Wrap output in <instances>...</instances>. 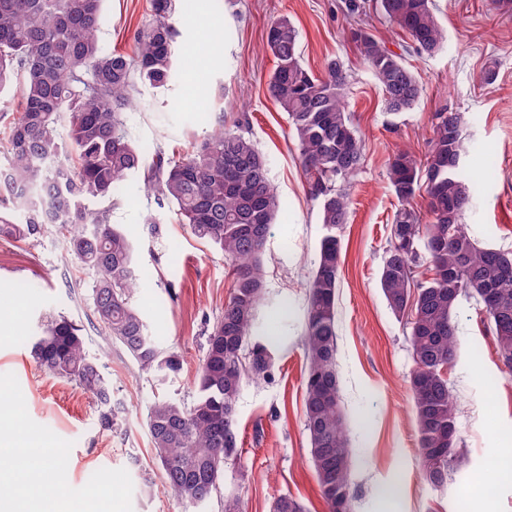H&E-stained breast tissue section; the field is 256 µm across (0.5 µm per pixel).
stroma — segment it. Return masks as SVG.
<instances>
[{"label":"stroma","instance_id":"1","mask_svg":"<svg viewBox=\"0 0 512 512\" xmlns=\"http://www.w3.org/2000/svg\"><path fill=\"white\" fill-rule=\"evenodd\" d=\"M448 46L435 56H410L425 92L413 111H385L379 85L348 29L360 24L396 48L395 26L367 4L351 15L345 0H175L176 70L168 87L138 84L124 114L130 139L146 153L184 152L217 124L247 121L249 134L271 160L280 212L265 247L266 303L261 331L275 337L268 379L247 382L238 407V458L224 468L217 492L201 510L168 493L146 428L155 397L185 402L197 395V371L207 336L232 293L223 254L180 224L172 208L129 180L112 221L133 239L142 271L134 302L160 348L184 359L164 380L138 364L96 324L89 291L71 288L76 274L62 238L44 233L20 243L0 238V394L14 410L4 417L11 438L39 435L62 450L65 468L53 469L56 512H222L225 493L239 494L246 512H272L282 494L307 512H326L304 426L306 360L301 336L307 282L325 230L307 193L287 116L268 92L274 57L265 52L268 23L288 18L299 32L302 61L322 73L340 58L351 74L346 102L364 145V163L348 188L349 222L340 232L337 291V370L351 446L359 460L350 475L355 512H385L380 490L399 491V512H512V371L501 364L487 319L474 299L457 308L461 348L447 371L458 406L459 469L433 488L420 465L412 413L414 363L410 330L388 308L379 284L399 202L387 178L396 150L424 158L429 118L447 107L466 113L471 149L470 187L478 204L468 222L481 245L512 249V12L493 0H435ZM148 0H106L100 33L104 50L128 52L148 16ZM220 30L219 44L207 39ZM492 80H482L488 63ZM66 315L84 327L86 348L112 384V400L126 416L121 431H102L95 405L78 386L40 369L28 343L41 324ZM495 482H488V473ZM112 475L113 496L92 483Z\"/></svg>","mask_w":512,"mask_h":512}]
</instances>
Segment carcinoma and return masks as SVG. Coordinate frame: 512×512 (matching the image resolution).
<instances>
[{
	"instance_id": "cac0c4a2",
	"label": "carcinoma",
	"mask_w": 512,
	"mask_h": 512,
	"mask_svg": "<svg viewBox=\"0 0 512 512\" xmlns=\"http://www.w3.org/2000/svg\"><path fill=\"white\" fill-rule=\"evenodd\" d=\"M104 0H0V94L18 84L20 101L0 143V237L33 242L52 226L79 268L92 275L73 288L91 289L94 314L105 334L140 369L159 378L176 376L180 355L160 348L133 302L138 286L135 245L111 223L112 202L134 177L167 201L180 223L220 249L232 267L233 294L207 337L197 377L198 393L187 405L173 398L151 404L146 427L165 484L192 507L207 502L224 477L237 445L238 401L246 379L270 375L273 353L254 334L265 301L264 247L280 202L269 159L249 133L216 128L178 156L158 148L146 162L125 132L124 111L140 79L158 88L174 72L176 27L173 0H149L150 19L133 35L132 54L106 52L99 43ZM375 8L405 36L400 52L361 27L349 39L378 82L388 112L414 110L424 86L406 56H432L448 45L434 0H375ZM264 47L276 60L268 91L287 114L299 148L311 200L326 230L309 282L302 343L307 361L305 429L321 496L328 512H354L348 476L349 449L336 364V298L342 245L337 231L349 220L347 186L364 161L362 141L345 107L349 73L343 61L325 62L318 77L300 57L299 32L287 18L267 25ZM68 113L66 134L59 117ZM425 160L407 151L393 156L389 182L402 202L391 225L380 288L391 312L406 319L415 363L413 413L423 474L441 486L459 462L457 405L443 368L460 346L456 309L461 298L484 302L503 365L512 369V250L485 248L466 216L473 196L466 176V116L443 108L431 115ZM65 158L51 167L50 158ZM425 214L409 207L416 194ZM413 240L412 248L399 246ZM426 267L431 277L415 279ZM41 368L75 383L98 410L100 427L114 432L122 411L112 406V385L98 358L89 355L83 328L65 316L47 321L31 341ZM272 512H307L281 495Z\"/></svg>"
}]
</instances>
